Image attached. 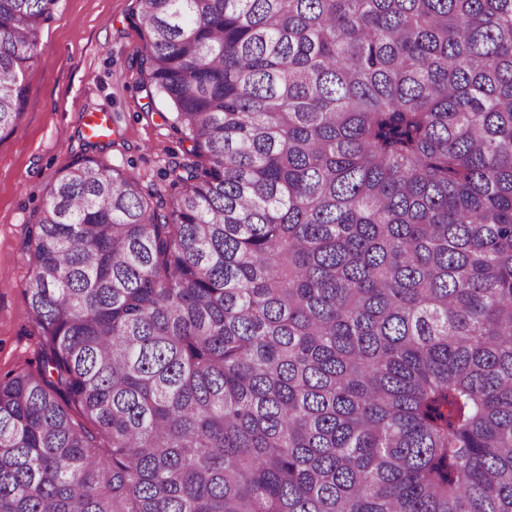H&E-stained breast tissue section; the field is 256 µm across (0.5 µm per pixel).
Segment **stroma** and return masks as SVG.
<instances>
[{
  "label": "stroma",
  "instance_id": "stroma-1",
  "mask_svg": "<svg viewBox=\"0 0 512 512\" xmlns=\"http://www.w3.org/2000/svg\"><path fill=\"white\" fill-rule=\"evenodd\" d=\"M136 0H58L24 73L27 102L13 133L0 137V376L36 371L38 329L25 285L29 224L50 185L94 159L136 176L144 194L169 195V170L186 144L160 116L147 86ZM112 114V135L87 139L86 112Z\"/></svg>",
  "mask_w": 512,
  "mask_h": 512
}]
</instances>
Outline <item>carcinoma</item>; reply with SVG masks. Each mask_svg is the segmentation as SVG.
Returning <instances> with one entry per match:
<instances>
[{
  "mask_svg": "<svg viewBox=\"0 0 512 512\" xmlns=\"http://www.w3.org/2000/svg\"><path fill=\"white\" fill-rule=\"evenodd\" d=\"M58 0H0V135ZM190 148L28 229L0 512H512V0H137Z\"/></svg>",
  "mask_w": 512,
  "mask_h": 512,
  "instance_id": "carcinoma-1",
  "label": "carcinoma"
}]
</instances>
